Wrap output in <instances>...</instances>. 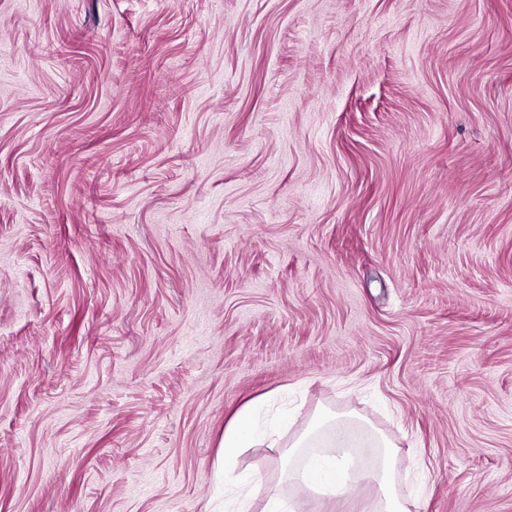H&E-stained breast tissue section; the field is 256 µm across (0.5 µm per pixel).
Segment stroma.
Instances as JSON below:
<instances>
[{
	"label": "stroma",
	"instance_id": "obj_1",
	"mask_svg": "<svg viewBox=\"0 0 512 512\" xmlns=\"http://www.w3.org/2000/svg\"><path fill=\"white\" fill-rule=\"evenodd\" d=\"M328 500L389 438L419 512H512V0H0V512ZM269 443L273 448L278 443L274 431H259L253 425V402L240 409L224 429L216 462L215 476L222 481L224 476V493L226 483L230 480V465L244 448H252L256 444ZM322 425L303 434L292 446L289 453L287 478L290 483L303 484L310 488L327 487L332 496H343L347 491L345 472V453L350 446L353 435L352 425L336 421V425L328 428L326 441L318 452L306 453L302 466H295L292 458L300 448H310L311 441L319 433Z\"/></svg>",
	"mask_w": 512,
	"mask_h": 512
}]
</instances>
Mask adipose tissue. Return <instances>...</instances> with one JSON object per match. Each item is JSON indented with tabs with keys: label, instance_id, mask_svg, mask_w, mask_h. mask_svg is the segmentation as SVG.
I'll return each instance as SVG.
<instances>
[{
	"label": "adipose tissue",
	"instance_id": "ef3b65f1",
	"mask_svg": "<svg viewBox=\"0 0 512 512\" xmlns=\"http://www.w3.org/2000/svg\"><path fill=\"white\" fill-rule=\"evenodd\" d=\"M353 435L352 425L339 422L329 427L326 440L320 451H311L310 445L314 432L303 434L295 443L296 448L306 449L307 454L302 466H289L287 478L290 483L307 487L328 488L331 495L343 496L347 489L345 472V453ZM276 445L275 432L261 431L253 425V407L245 405L230 420L224 430L216 462L215 476H229L230 465L243 449L261 443ZM376 457L373 465L360 473L359 479L370 485L375 493V512H411V501L400 494L395 481L398 464V450L387 438L374 442Z\"/></svg>",
	"mask_w": 512,
	"mask_h": 512
}]
</instances>
